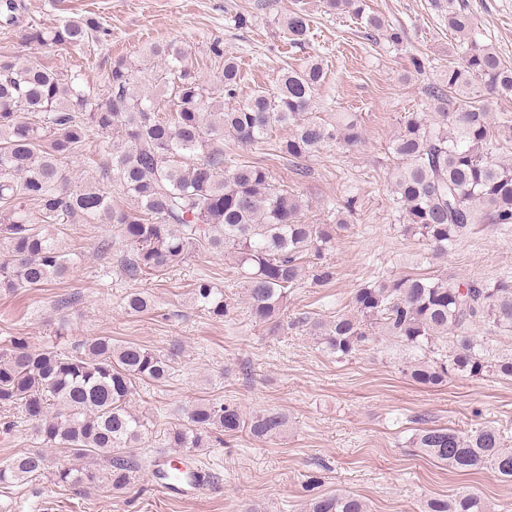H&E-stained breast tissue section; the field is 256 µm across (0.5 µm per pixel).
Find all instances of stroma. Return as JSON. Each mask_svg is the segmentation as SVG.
I'll return each mask as SVG.
<instances>
[{"label": "stroma", "instance_id": "obj_1", "mask_svg": "<svg viewBox=\"0 0 512 512\" xmlns=\"http://www.w3.org/2000/svg\"><path fill=\"white\" fill-rule=\"evenodd\" d=\"M300 1L311 19L301 49L289 44L277 24ZM24 2L22 24L0 28V54L78 73L101 97L115 59L171 39L183 42L187 66L218 98L224 95L222 62L210 52L213 42L239 65L241 99L257 87L273 88L282 67L317 59L325 80L313 116L328 121L339 112L356 113L364 142L321 150L304 177L286 160L264 158L275 183L299 196L306 222L335 223L346 199L356 200L347 228L337 231L324 257L336 269L335 281L325 288L307 282L294 288L277 330L251 317L242 271L231 257L206 251L132 279L122 271L128 248L117 228L69 218L52 225L76 265L45 287L0 293V347L20 338L33 348H52L63 324L70 343L104 335L160 351L178 342L183 352L170 379L139 385L132 399L153 424L134 451L143 466L129 486L117 491L102 484L80 492L47 473L0 485V512H244L251 504L262 512H305L310 499L336 493L360 496L370 512H422L428 499L461 493L481 497L489 512H512V481L489 469H449L410 443L422 427L492 426L512 448V380L453 378L439 388H422L402 373L396 350L385 343L372 342L339 360L298 323L304 316L326 320L348 312L354 290L383 279L428 274L493 282L512 276V227L475 225L440 258L403 232L391 142L404 120L430 112L427 89L457 57V40L435 0H366L370 12L403 29L399 45L381 35L367 39L353 16L330 13L323 0ZM462 2L475 37L512 66V0ZM84 16L95 17L106 31L84 51L49 52L26 37L29 24ZM415 54L427 60L423 72L410 67ZM203 276L223 289L230 317L213 319L193 305L191 286ZM134 289L152 296L151 312H125L124 298ZM64 294L74 302L57 309L56 299ZM201 399L231 401L246 414L279 410L288 417L286 431L274 441L243 431L223 445L199 449L193 461L209 473L208 489L194 498L165 496L146 464L165 449L169 430L186 423L189 405Z\"/></svg>", "mask_w": 512, "mask_h": 512}]
</instances>
